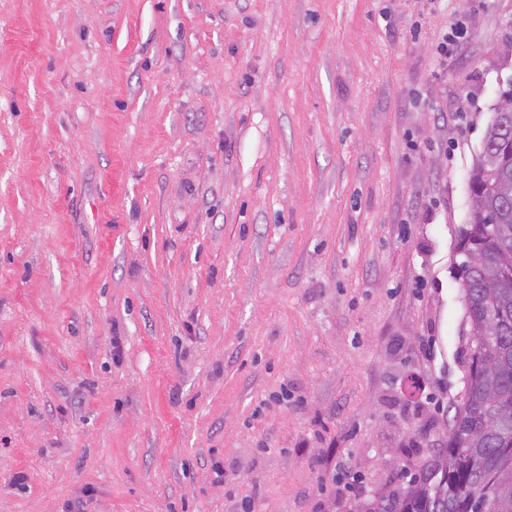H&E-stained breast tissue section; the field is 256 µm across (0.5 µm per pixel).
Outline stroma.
<instances>
[{
    "label": "stroma",
    "mask_w": 512,
    "mask_h": 512,
    "mask_svg": "<svg viewBox=\"0 0 512 512\" xmlns=\"http://www.w3.org/2000/svg\"><path fill=\"white\" fill-rule=\"evenodd\" d=\"M511 75L512 0H0V512H350L419 468Z\"/></svg>",
    "instance_id": "stroma-1"
}]
</instances>
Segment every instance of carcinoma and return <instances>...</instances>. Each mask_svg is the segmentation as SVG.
Instances as JSON below:
<instances>
[{
    "label": "carcinoma",
    "instance_id": "obj_1",
    "mask_svg": "<svg viewBox=\"0 0 512 512\" xmlns=\"http://www.w3.org/2000/svg\"><path fill=\"white\" fill-rule=\"evenodd\" d=\"M507 95L505 126L485 132L498 164L475 162L473 212L458 232L459 252L486 259L481 269L455 270L476 338L462 403L444 446L402 493L360 494L356 512H512V92Z\"/></svg>",
    "mask_w": 512,
    "mask_h": 512
}]
</instances>
